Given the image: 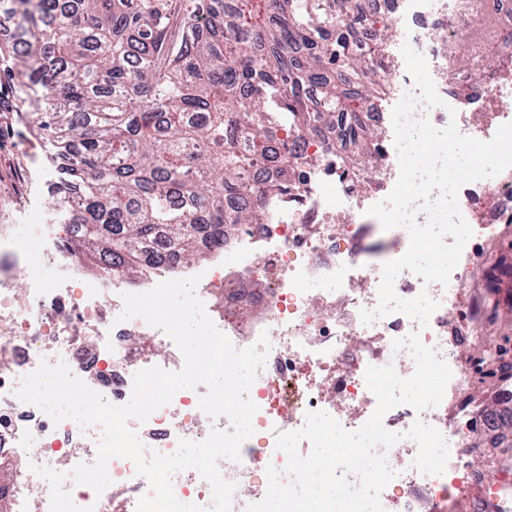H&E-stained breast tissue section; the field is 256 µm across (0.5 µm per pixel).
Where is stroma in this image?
Wrapping results in <instances>:
<instances>
[{
  "label": "stroma",
  "mask_w": 512,
  "mask_h": 512,
  "mask_svg": "<svg viewBox=\"0 0 512 512\" xmlns=\"http://www.w3.org/2000/svg\"><path fill=\"white\" fill-rule=\"evenodd\" d=\"M21 35L7 16L0 15V225L59 224L63 218L48 208L58 182L55 149L41 126L42 114L35 96L21 93L14 81L15 47ZM512 235V224L501 225L498 235L476 263L469 287L458 298L473 307L486 296L505 302V292L490 293L487 273L502 252L500 241Z\"/></svg>",
  "instance_id": "stroma-1"
}]
</instances>
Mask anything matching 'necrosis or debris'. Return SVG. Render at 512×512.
<instances>
[{
  "mask_svg": "<svg viewBox=\"0 0 512 512\" xmlns=\"http://www.w3.org/2000/svg\"><path fill=\"white\" fill-rule=\"evenodd\" d=\"M363 5L369 21L355 33L366 47L382 34L409 42L434 60L440 58L443 38L461 35L448 21L461 0H363ZM483 6L500 20L494 73L474 91L458 81L452 60H443V68L431 72L443 106L430 108L420 101L415 113L438 128L456 121L463 135L487 141L497 124L512 122V0H483ZM455 103L472 112L492 107L496 125H474L461 113L449 116L447 108ZM341 139L337 128L318 136L289 134V147L305 164L288 195L266 197L267 223L227 232L223 248L209 249L200 262L187 265L174 256L165 267L142 275L146 291L166 280L200 275L196 294L236 347L255 344L263 333L269 337L270 353L250 390L259 407L254 433L243 443L240 461L220 464L223 477L236 485L233 512H245L263 499L267 465L281 469L286 464L285 454L275 448L277 434L302 428L307 412L325 411L348 430L362 426L377 406L364 380L367 367L391 364L400 376L412 375L409 351L394 350L393 341L415 331L438 350L452 378L439 406L419 413L402 405L385 415V427L402 439L384 452L397 473L380 495L384 512H432L439 502L469 492L475 495V512H512V479L483 462L486 436L501 418L490 411L471 412L465 397L478 382L481 362L503 355V344L484 335L457 295L485 242L499 225L512 222V172L460 189L459 207L473 235L448 285L424 284L409 271L397 277L399 297L411 299L424 291L438 301L427 326L400 313L366 323L360 313L376 309L382 268L402 256L409 234L402 227L381 230L392 248L384 257H366L355 219L394 187L397 152L387 145L378 162L351 174L336 163L335 144ZM66 235L61 224H25L17 233L0 232V473L11 472L9 478L0 476V503H7L8 512H137L152 489L132 460L110 461L112 483L99 495L71 477L77 464L94 462L100 426L53 422L15 395L41 363L62 362L121 405L129 401L139 370L183 366L179 349L162 330L139 318L119 321L127 282L86 275L81 260L64 249ZM205 391L202 385L178 391L145 423L130 421L145 453L170 455L179 440L200 441L211 428L229 429L227 418L213 420L199 409ZM452 401L460 409L453 419L448 416ZM418 419L447 441L449 461L442 475L426 476L412 466L417 445L406 433Z\"/></svg>",
  "mask_w": 512,
  "mask_h": 512,
  "instance_id": "necrosis-or-debris-1",
  "label": "necrosis or debris"
}]
</instances>
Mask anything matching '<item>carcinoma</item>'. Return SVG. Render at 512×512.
Here are the masks:
<instances>
[{"label":"carcinoma","mask_w":512,"mask_h":512,"mask_svg":"<svg viewBox=\"0 0 512 512\" xmlns=\"http://www.w3.org/2000/svg\"><path fill=\"white\" fill-rule=\"evenodd\" d=\"M27 34L14 78L39 86L61 155L69 248L105 274L132 279L171 254L203 257L208 238L269 218L254 170L283 180L296 168L295 128L320 134L345 125L339 155L357 171L381 154L362 103L391 93L381 47L364 52L336 0H7ZM465 83L491 68L482 37L453 46ZM243 196L251 202L227 203ZM512 279L500 260L488 288ZM489 435L512 462V410Z\"/></svg>","instance_id":"1"}]
</instances>
